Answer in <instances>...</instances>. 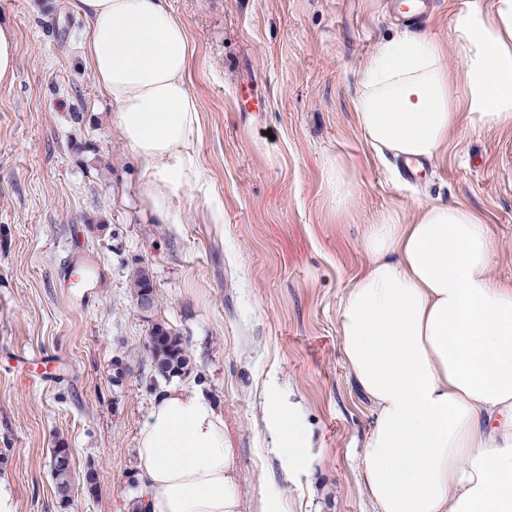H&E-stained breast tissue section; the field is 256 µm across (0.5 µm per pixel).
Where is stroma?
Returning <instances> with one entry per match:
<instances>
[{
  "label": "stroma",
  "mask_w": 512,
  "mask_h": 512,
  "mask_svg": "<svg viewBox=\"0 0 512 512\" xmlns=\"http://www.w3.org/2000/svg\"><path fill=\"white\" fill-rule=\"evenodd\" d=\"M392 0H169L192 39L200 108L195 184L159 215L139 161L81 61L77 0H0L16 30L14 81L0 87V474L17 512H60L53 449L69 448L70 512H133L145 495L135 448L157 392L152 320L186 341L189 375L224 415L243 512H374L360 484L372 415L344 364L339 308L367 262L377 216L410 223L429 202L477 210L512 283V128L461 120L414 183L363 139L358 72L399 29ZM251 83L268 108L244 112ZM359 191L336 213L328 161ZM145 267L158 299L129 288ZM91 274L67 287L64 269ZM293 403L313 463L279 451L273 403ZM96 473L87 492L83 476Z\"/></svg>",
  "instance_id": "1"
}]
</instances>
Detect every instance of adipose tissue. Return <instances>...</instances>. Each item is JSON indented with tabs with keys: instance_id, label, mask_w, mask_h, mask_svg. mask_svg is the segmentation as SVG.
I'll return each mask as SVG.
<instances>
[{
	"instance_id": "1",
	"label": "adipose tissue",
	"mask_w": 512,
	"mask_h": 512,
	"mask_svg": "<svg viewBox=\"0 0 512 512\" xmlns=\"http://www.w3.org/2000/svg\"><path fill=\"white\" fill-rule=\"evenodd\" d=\"M82 60L112 122L164 203L197 176L199 107L190 36L168 0H78ZM461 70L431 33H403L364 60L354 101L378 156L430 159L461 119L512 128V0L451 17ZM323 178L337 211L357 179L340 160ZM368 264L339 310L344 363L371 405L363 488L376 512H512V283L492 275L496 245L475 210L441 202L412 223L381 214ZM142 512H241L224 416L200 388L166 387L136 448Z\"/></svg>"
}]
</instances>
